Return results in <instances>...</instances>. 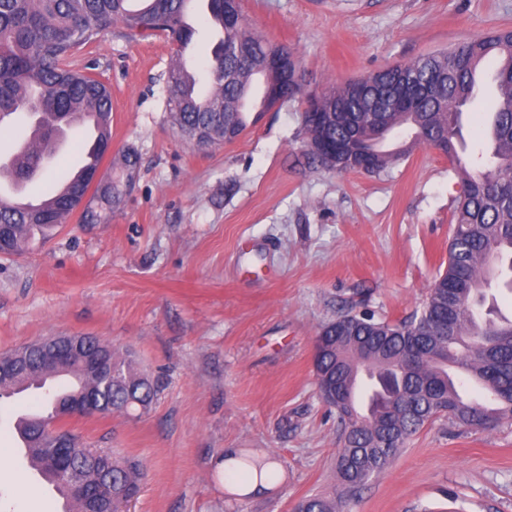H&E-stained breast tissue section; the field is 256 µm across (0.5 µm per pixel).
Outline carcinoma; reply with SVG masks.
Here are the masks:
<instances>
[{
	"instance_id": "cac0c4a2",
	"label": "carcinoma",
	"mask_w": 512,
	"mask_h": 512,
	"mask_svg": "<svg viewBox=\"0 0 512 512\" xmlns=\"http://www.w3.org/2000/svg\"><path fill=\"white\" fill-rule=\"evenodd\" d=\"M130 2L0 0V129L10 127L6 116L24 112L32 119L25 141L31 161L15 169L22 183L41 175L46 163L55 159L52 139L64 135L57 125L61 118L70 124L79 115L95 116L103 121L98 153L104 154L110 142L111 94L88 72L71 65L76 50L98 42L117 23L146 36L164 33L182 45L192 42L195 30L184 23L190 0H140L139 9L131 8ZM203 2L211 23L223 26V37L204 51L208 89L199 95L197 80L185 79V63L178 59L167 75L166 107L172 124L188 140L196 139L203 127L215 129L216 136L205 142L209 146L224 143L226 122L237 125L239 134L245 130V113L239 107L245 78L269 41L246 20L233 28L224 26L222 0ZM487 61L495 63V104L486 131L489 157L476 173L457 169L459 192L448 265L420 311L395 322L347 313L318 333L314 371L323 389L320 398L336 409L340 491L335 496L305 497L294 512H340L344 499L357 496L390 466L413 435L436 419L446 416L478 431H493L512 421V320L496 321L482 313L487 261L506 260L512 271V30H498L447 52L381 70L363 85L349 80L318 94L300 83L283 87L285 101L301 97L307 104L316 95L322 98V136L336 145L380 123L387 132L407 130L414 145L446 138L453 147L463 112L485 93L477 81ZM402 156L400 151L379 152L369 173L384 171ZM309 159L336 172L351 169L350 159L334 151L311 154ZM137 165L136 155H125L120 172L96 188L100 208H112L123 192L125 170ZM95 171L94 165L83 169L65 194L51 187L48 202L40 208L0 198V226L8 228L0 254L17 255L34 232L49 235L66 223L76 200L90 190L87 179ZM452 344L459 345L454 359L467 380L487 392L486 399L466 400L459 391L460 380H448L446 361ZM39 348L35 344L13 353L15 362L0 368V399L34 388L53 400V414L23 429L31 466L66 500L69 508L64 512H122L140 491L144 473L139 462L117 459L74 438L64 465L79 473L88 490L83 499L73 494L61 464L54 463L43 427L70 433L55 423L62 416L59 408L87 391L100 392L101 413L129 414L150 406L157 389L132 360L110 346L103 351L121 372L110 387L88 373L78 356L29 370ZM364 368L380 389L366 414L358 411L353 398L354 380ZM232 469L259 482L275 477L266 458H242Z\"/></svg>"
}]
</instances>
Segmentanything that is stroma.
<instances>
[{
	"label": "stroma",
	"instance_id": "1",
	"mask_svg": "<svg viewBox=\"0 0 512 512\" xmlns=\"http://www.w3.org/2000/svg\"><path fill=\"white\" fill-rule=\"evenodd\" d=\"M252 28L294 50L309 89L512 28V0H242ZM175 46L113 27L75 54L112 95L102 179L135 153V181L97 223L73 215L23 253L0 257V352L61 334L90 335L158 386L146 410L71 416L93 448L138 460L125 512H292L332 493L336 414L321 401L314 345L351 312L400 320L419 309L448 260L459 189L447 157L408 147L379 174L336 173L306 156L304 104L251 112L234 142L198 148L166 110ZM30 197L63 182L84 132ZM0 402V512H62L17 453L21 406ZM271 455L276 476L244 491L228 454ZM512 512V424L481 432L426 424L342 512Z\"/></svg>",
	"mask_w": 512,
	"mask_h": 512
}]
</instances>
